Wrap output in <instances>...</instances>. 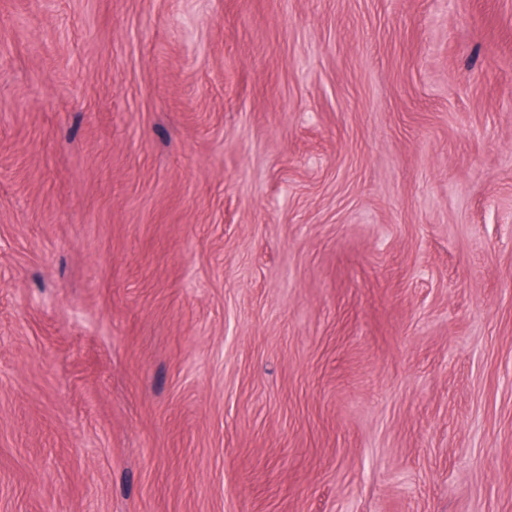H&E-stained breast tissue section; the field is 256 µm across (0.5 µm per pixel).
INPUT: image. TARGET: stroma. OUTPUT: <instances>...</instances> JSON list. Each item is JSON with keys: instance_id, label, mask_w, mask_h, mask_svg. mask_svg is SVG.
Here are the masks:
<instances>
[{"instance_id": "stroma-1", "label": "stroma", "mask_w": 512, "mask_h": 512, "mask_svg": "<svg viewBox=\"0 0 512 512\" xmlns=\"http://www.w3.org/2000/svg\"><path fill=\"white\" fill-rule=\"evenodd\" d=\"M0 512H512V0H0Z\"/></svg>"}]
</instances>
